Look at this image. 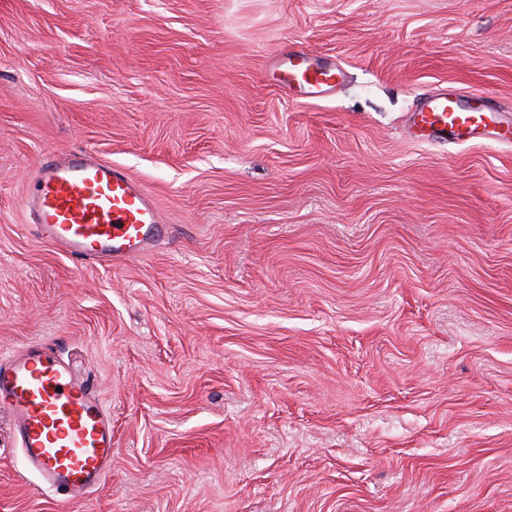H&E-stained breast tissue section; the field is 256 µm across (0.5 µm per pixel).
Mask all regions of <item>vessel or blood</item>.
Wrapping results in <instances>:
<instances>
[{"label":"vessel or blood","mask_w":512,"mask_h":512,"mask_svg":"<svg viewBox=\"0 0 512 512\" xmlns=\"http://www.w3.org/2000/svg\"><path fill=\"white\" fill-rule=\"evenodd\" d=\"M275 65L309 99L331 97L344 83L334 60L304 48L283 52ZM407 128L415 138L454 145L512 142L503 109L448 87L421 97ZM25 205L37 235L73 258L134 260L170 235L153 197L124 167L84 152L47 158ZM0 406L41 489L79 496L111 471L112 421L100 396L42 347L0 358Z\"/></svg>","instance_id":"vessel-or-blood-1"}]
</instances>
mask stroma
<instances>
[{
	"instance_id": "stroma-1",
	"label": "stroma",
	"mask_w": 512,
	"mask_h": 512,
	"mask_svg": "<svg viewBox=\"0 0 512 512\" xmlns=\"http://www.w3.org/2000/svg\"><path fill=\"white\" fill-rule=\"evenodd\" d=\"M347 71L279 83L284 43ZM453 86L512 108V0H0V355L112 417L42 491L0 409V512H512V144L407 133ZM125 166L172 234L41 240L53 154Z\"/></svg>"
}]
</instances>
